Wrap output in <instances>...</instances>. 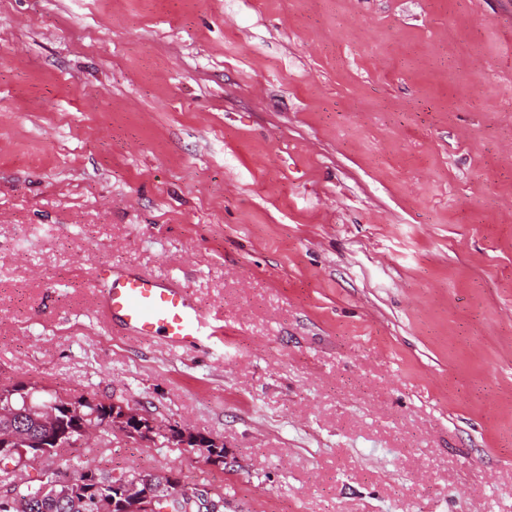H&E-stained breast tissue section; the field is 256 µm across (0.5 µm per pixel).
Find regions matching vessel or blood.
Listing matches in <instances>:
<instances>
[{
    "instance_id": "b4317fda",
    "label": "vessel or blood",
    "mask_w": 512,
    "mask_h": 512,
    "mask_svg": "<svg viewBox=\"0 0 512 512\" xmlns=\"http://www.w3.org/2000/svg\"><path fill=\"white\" fill-rule=\"evenodd\" d=\"M103 307L123 329L163 337L176 349L195 347L217 333L184 289L139 273L114 276Z\"/></svg>"
}]
</instances>
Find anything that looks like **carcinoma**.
<instances>
[{
  "instance_id": "1",
  "label": "carcinoma",
  "mask_w": 512,
  "mask_h": 512,
  "mask_svg": "<svg viewBox=\"0 0 512 512\" xmlns=\"http://www.w3.org/2000/svg\"><path fill=\"white\" fill-rule=\"evenodd\" d=\"M58 404L63 409L67 408L73 413L68 416L63 411L59 412L61 423L72 426V417H85L87 421H93L100 426L98 440L108 443L109 428L112 426L113 416L122 414V407L113 403L96 402L90 399L71 401L62 397L58 392L45 388L38 390L24 384L0 385V410L7 412H18L27 422L28 433L21 436L15 433L12 420L0 415V445L8 448H33L35 443L42 442L39 419L42 414L38 409ZM189 447L197 450L203 456L205 462L214 465L224 463V444L214 439L203 436L194 437V442ZM58 448L48 444L43 452L39 463L37 477L30 481V484L14 489L18 496H28L43 492L42 498L37 502L36 512H92L89 500L85 499L84 488L87 486L86 468L80 463L67 465V468L74 470L73 483L68 486V492L55 484V478L62 465L57 460ZM95 484L99 491L107 496L112 495V488L116 485L123 488L124 492L133 495L140 493L149 475L137 472L122 471L118 474L112 471L94 472ZM199 512V506L192 501L188 489L183 488L179 497L170 501L158 504V510L165 512Z\"/></svg>"
}]
</instances>
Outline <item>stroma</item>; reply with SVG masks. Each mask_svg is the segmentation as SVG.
<instances>
[{
	"instance_id": "1",
	"label": "stroma",
	"mask_w": 512,
	"mask_h": 512,
	"mask_svg": "<svg viewBox=\"0 0 512 512\" xmlns=\"http://www.w3.org/2000/svg\"><path fill=\"white\" fill-rule=\"evenodd\" d=\"M1 383L223 442L58 459L224 512H512V0H0ZM103 308L123 329L162 336L176 349L193 348L219 330L183 288L139 273L113 276ZM189 447L203 456L206 463L220 465L224 463V444L214 439L203 436H195L194 442Z\"/></svg>"
}]
</instances>
